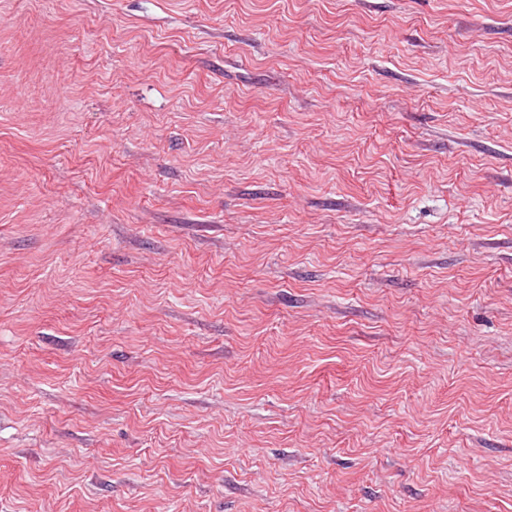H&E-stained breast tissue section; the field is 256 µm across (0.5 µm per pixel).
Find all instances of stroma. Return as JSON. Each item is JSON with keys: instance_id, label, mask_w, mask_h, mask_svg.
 <instances>
[{"instance_id": "obj_1", "label": "stroma", "mask_w": 512, "mask_h": 512, "mask_svg": "<svg viewBox=\"0 0 512 512\" xmlns=\"http://www.w3.org/2000/svg\"><path fill=\"white\" fill-rule=\"evenodd\" d=\"M0 512H512V0H0Z\"/></svg>"}]
</instances>
